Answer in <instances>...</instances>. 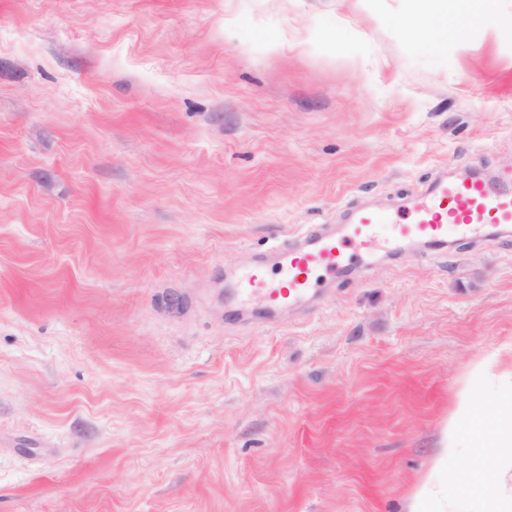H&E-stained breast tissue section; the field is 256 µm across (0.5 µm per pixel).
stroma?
<instances>
[{
    "label": "stroma",
    "instance_id": "1",
    "mask_svg": "<svg viewBox=\"0 0 512 512\" xmlns=\"http://www.w3.org/2000/svg\"><path fill=\"white\" fill-rule=\"evenodd\" d=\"M408 0H0V512H403L469 366L512 345V234L225 297L362 207L512 173V32ZM495 448L448 497L505 512ZM410 13L404 23L408 40L419 46H428L447 37L448 14L429 12L427 0H408Z\"/></svg>",
    "mask_w": 512,
    "mask_h": 512
}]
</instances>
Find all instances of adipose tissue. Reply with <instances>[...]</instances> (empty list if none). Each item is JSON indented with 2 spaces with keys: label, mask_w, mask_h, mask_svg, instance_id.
<instances>
[{
  "label": "adipose tissue",
  "mask_w": 512,
  "mask_h": 512,
  "mask_svg": "<svg viewBox=\"0 0 512 512\" xmlns=\"http://www.w3.org/2000/svg\"><path fill=\"white\" fill-rule=\"evenodd\" d=\"M410 13L404 24L408 40L427 46L448 34V16L429 11L427 0H409ZM470 371L476 376L497 375L502 399L492 410H484V392L463 387L457 394L452 416L444 427L439 453L431 473L411 497L405 512H447L444 490L457 471V450L462 443L474 448L501 449V465L512 470V369H501L497 355L474 361Z\"/></svg>",
  "instance_id": "1"
}]
</instances>
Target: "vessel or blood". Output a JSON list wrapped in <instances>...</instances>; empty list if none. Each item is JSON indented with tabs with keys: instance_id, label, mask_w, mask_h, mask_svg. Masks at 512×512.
Masks as SVG:
<instances>
[{
	"instance_id": "obj_1",
	"label": "vessel or blood",
	"mask_w": 512,
	"mask_h": 512,
	"mask_svg": "<svg viewBox=\"0 0 512 512\" xmlns=\"http://www.w3.org/2000/svg\"><path fill=\"white\" fill-rule=\"evenodd\" d=\"M411 214V222L398 223L381 210H358L346 237L328 230L317 232L304 246L284 250L275 276L257 266L243 271L238 291L243 298L261 297L272 305L296 304L314 294L319 276H333L349 266L350 246L368 252L381 241L393 245L408 238L441 242L451 234L467 239L491 225H511L512 176H505L497 186L480 179L436 182Z\"/></svg>"
}]
</instances>
